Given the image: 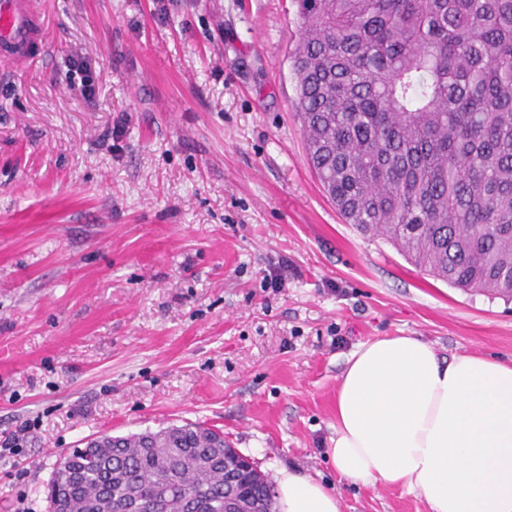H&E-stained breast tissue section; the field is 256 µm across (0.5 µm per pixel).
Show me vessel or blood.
I'll return each instance as SVG.
<instances>
[{"instance_id": "b4317fda", "label": "vessel or blood", "mask_w": 512, "mask_h": 512, "mask_svg": "<svg viewBox=\"0 0 512 512\" xmlns=\"http://www.w3.org/2000/svg\"><path fill=\"white\" fill-rule=\"evenodd\" d=\"M43 39L35 0H0L1 59L13 64L34 60V46Z\"/></svg>"}]
</instances>
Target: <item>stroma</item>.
I'll return each instance as SVG.
<instances>
[{
    "instance_id": "obj_1",
    "label": "stroma",
    "mask_w": 512,
    "mask_h": 512,
    "mask_svg": "<svg viewBox=\"0 0 512 512\" xmlns=\"http://www.w3.org/2000/svg\"><path fill=\"white\" fill-rule=\"evenodd\" d=\"M0 61V512H49L64 452L187 421L340 512H430L327 456L359 345L512 359V302L434 279L343 222L296 114L291 0H38ZM96 72L85 101L73 61ZM281 277L271 287L273 277ZM43 39V24L35 1H0V56L4 60L13 64L33 62L34 45Z\"/></svg>"
}]
</instances>
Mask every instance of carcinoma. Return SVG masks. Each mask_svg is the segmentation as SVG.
I'll use <instances>...</instances> for the list:
<instances>
[{"mask_svg": "<svg viewBox=\"0 0 512 512\" xmlns=\"http://www.w3.org/2000/svg\"><path fill=\"white\" fill-rule=\"evenodd\" d=\"M307 156L345 222L454 288L512 300V0H294ZM58 460L50 512H276L198 422L104 433Z\"/></svg>", "mask_w": 512, "mask_h": 512, "instance_id": "cac0c4a2", "label": "carcinoma"}]
</instances>
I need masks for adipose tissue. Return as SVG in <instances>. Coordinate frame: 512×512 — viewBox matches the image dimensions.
I'll list each match as a JSON object with an SVG mask.
<instances>
[{"label":"adipose tissue","instance_id":"obj_1","mask_svg":"<svg viewBox=\"0 0 512 512\" xmlns=\"http://www.w3.org/2000/svg\"><path fill=\"white\" fill-rule=\"evenodd\" d=\"M328 457L340 478L422 496L430 512H512V361L443 358L418 336L351 353L336 390ZM278 512H340L333 487L292 468Z\"/></svg>","mask_w":512,"mask_h":512}]
</instances>
